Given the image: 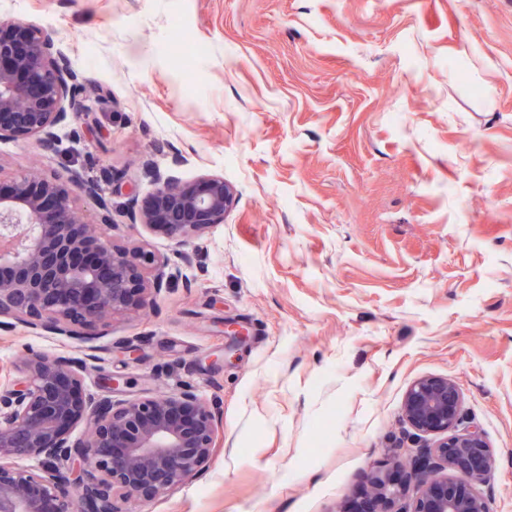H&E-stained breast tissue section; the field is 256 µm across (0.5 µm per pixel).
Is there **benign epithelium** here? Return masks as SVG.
I'll use <instances>...</instances> for the list:
<instances>
[{
	"instance_id": "benign-epithelium-1",
	"label": "benign epithelium",
	"mask_w": 512,
	"mask_h": 512,
	"mask_svg": "<svg viewBox=\"0 0 512 512\" xmlns=\"http://www.w3.org/2000/svg\"><path fill=\"white\" fill-rule=\"evenodd\" d=\"M76 80L54 32L0 19V139H29L55 150L57 129L81 110ZM156 181L139 223L179 243L224 223L235 195L222 175L190 186L173 175L158 174ZM82 195L100 198L97 185L76 173L61 183L30 169L0 184L1 331L19 323L82 336L115 314L153 304L165 261L142 246L118 245L83 222ZM86 368L83 358L31 351L21 378L7 374L0 383V512H122L121 502L162 494L209 461L218 419L195 390L97 399L83 389ZM462 405L460 388L448 377L425 376L408 387L406 421L441 440L396 460L399 482L383 470L371 473L377 512H489L476 486L493 473L495 453L481 429L462 426ZM84 421L89 431L73 435ZM18 458L37 459L41 468H18ZM412 488L418 493L413 504L407 501Z\"/></svg>"
}]
</instances>
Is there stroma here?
<instances>
[{
	"mask_svg": "<svg viewBox=\"0 0 512 512\" xmlns=\"http://www.w3.org/2000/svg\"><path fill=\"white\" fill-rule=\"evenodd\" d=\"M51 28L84 110L30 167L97 184L83 218L165 260L147 313L90 338L16 326L0 363L89 356L83 389H194L223 419L208 465L124 512H360L367 477L430 446L409 385L448 377L512 512V0H0ZM223 175L222 224L180 244L134 221L154 171ZM234 319L244 341L224 334Z\"/></svg>",
	"mask_w": 512,
	"mask_h": 512,
	"instance_id": "35a3bbf8",
	"label": "stroma"
}]
</instances>
